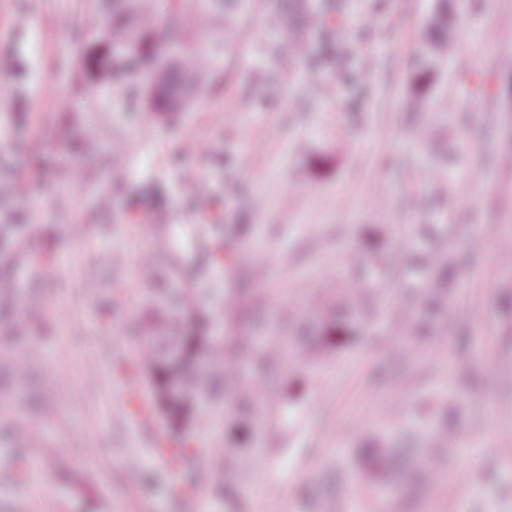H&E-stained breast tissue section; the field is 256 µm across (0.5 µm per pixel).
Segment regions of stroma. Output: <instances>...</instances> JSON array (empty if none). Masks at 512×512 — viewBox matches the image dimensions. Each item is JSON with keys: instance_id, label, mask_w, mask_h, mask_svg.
I'll list each match as a JSON object with an SVG mask.
<instances>
[{"instance_id": "obj_1", "label": "stroma", "mask_w": 512, "mask_h": 512, "mask_svg": "<svg viewBox=\"0 0 512 512\" xmlns=\"http://www.w3.org/2000/svg\"><path fill=\"white\" fill-rule=\"evenodd\" d=\"M307 2L342 17L330 65L289 63V27L266 24L278 0H253L220 86L162 118L104 79L76 85L85 0H0V178L36 189L0 197V224L16 227L0 276L53 367L32 371L37 407L0 395V416H26L44 441L26 461L0 435V512H372L350 477L362 429L451 392L470 398L446 431L456 472L409 512H512V266L499 260L512 251V0H448L445 57L427 50L438 0ZM150 252L157 278L197 269L215 302L265 293L261 316L283 336L304 307L353 295L333 354L279 374V431L224 499H172L158 421L128 412L151 398L135 355L136 260ZM442 277L451 298L434 314ZM424 321L429 340L402 361Z\"/></svg>"}]
</instances>
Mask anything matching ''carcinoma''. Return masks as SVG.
Segmentation results:
<instances>
[{"instance_id":"1","label":"carcinoma","mask_w":512,"mask_h":512,"mask_svg":"<svg viewBox=\"0 0 512 512\" xmlns=\"http://www.w3.org/2000/svg\"><path fill=\"white\" fill-rule=\"evenodd\" d=\"M249 0H91V41L112 49V81L140 97L151 112H185L194 99L208 92L224 76L227 44L224 33L247 10ZM292 53L309 50V29L296 25ZM209 38L197 39L199 30ZM430 51L448 53V0H440L430 24ZM143 282L144 336L139 358L154 398V413L164 428L158 451L175 468L170 495L181 500L192 483L210 482L212 471L246 458L245 443L277 424L268 422L269 409L282 396L265 377L269 369L288 368L291 353L288 338L267 336L257 342V329L250 319L253 309L265 303V295L253 293L248 305L240 296L246 288L224 293L225 334H210L211 322L194 315L200 290L181 278L172 288H152L154 260ZM345 298L339 297L329 312L318 311L304 326L302 337L309 360L328 355L321 328L344 314ZM26 328L16 318L0 329V380L4 386L28 383L40 354L31 344L21 345ZM225 408V424L231 433L224 442L198 447L202 433L214 425V415ZM456 402L437 405L438 411L418 414L429 429L427 447L410 448L391 439L369 436L357 456L362 480L379 509L392 507L382 499L391 491L393 501H421L440 482L437 464L452 458L455 449L442 434L448 410ZM15 441L26 447L39 442L35 424L11 427Z\"/></svg>"}]
</instances>
